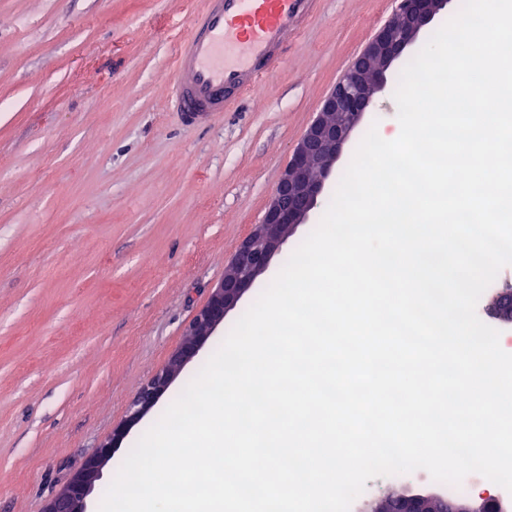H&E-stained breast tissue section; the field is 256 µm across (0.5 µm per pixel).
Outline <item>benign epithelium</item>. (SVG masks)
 Instances as JSON below:
<instances>
[{
	"label": "benign epithelium",
	"instance_id": "benign-epithelium-1",
	"mask_svg": "<svg viewBox=\"0 0 512 512\" xmlns=\"http://www.w3.org/2000/svg\"><path fill=\"white\" fill-rule=\"evenodd\" d=\"M448 5V0H399L397 10L377 31L348 72L329 92L318 117L296 144L283 169L276 192L263 219L239 246L224 279L212 289L186 332L168 367L156 372L130 403L125 420L72 473L39 512H90L89 500L103 477V467L120 447L130 429L147 415L173 384L178 370L192 361L209 336L224 323L258 277L266 272L286 237L306 223L323 193L325 180L344 145L375 99L384 92L387 73L412 46L419 33ZM489 313L512 321V291L494 299ZM392 512H432V498L419 494L400 496Z\"/></svg>",
	"mask_w": 512,
	"mask_h": 512
}]
</instances>
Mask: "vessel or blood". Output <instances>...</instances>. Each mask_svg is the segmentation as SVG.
Listing matches in <instances>:
<instances>
[{
  "label": "vessel or blood",
  "instance_id": "b4317fda",
  "mask_svg": "<svg viewBox=\"0 0 512 512\" xmlns=\"http://www.w3.org/2000/svg\"><path fill=\"white\" fill-rule=\"evenodd\" d=\"M317 0H205L173 54L169 107L202 126L260 86Z\"/></svg>",
  "mask_w": 512,
  "mask_h": 512
}]
</instances>
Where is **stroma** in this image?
Wrapping results in <instances>:
<instances>
[{
    "instance_id": "35a3bbf8",
    "label": "stroma",
    "mask_w": 512,
    "mask_h": 512,
    "mask_svg": "<svg viewBox=\"0 0 512 512\" xmlns=\"http://www.w3.org/2000/svg\"><path fill=\"white\" fill-rule=\"evenodd\" d=\"M463 0L424 28L337 158L324 195L224 324L129 432L91 496L319 224L369 129L400 133L402 70ZM204 0H0V512H39L169 364L323 100L398 0H317L263 89L207 126L166 108L173 48ZM443 495L420 471L355 499Z\"/></svg>"
}]
</instances>
